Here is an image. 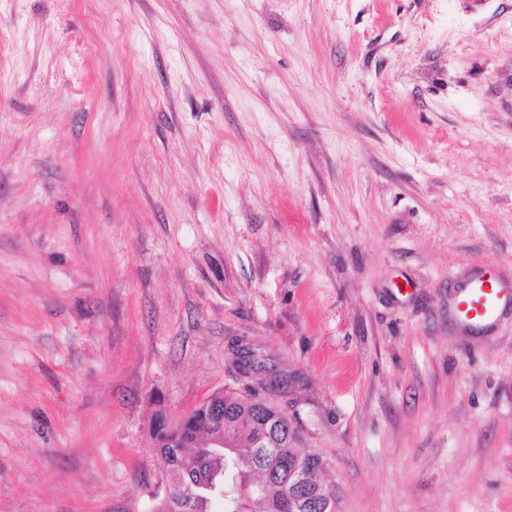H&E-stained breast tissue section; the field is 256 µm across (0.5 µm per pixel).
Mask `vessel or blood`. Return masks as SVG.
Instances as JSON below:
<instances>
[{
    "label": "vessel or blood",
    "mask_w": 512,
    "mask_h": 512,
    "mask_svg": "<svg viewBox=\"0 0 512 512\" xmlns=\"http://www.w3.org/2000/svg\"><path fill=\"white\" fill-rule=\"evenodd\" d=\"M512 312V279L475 271L463 285L456 302V316L467 328L486 330Z\"/></svg>",
    "instance_id": "b4317fda"
}]
</instances>
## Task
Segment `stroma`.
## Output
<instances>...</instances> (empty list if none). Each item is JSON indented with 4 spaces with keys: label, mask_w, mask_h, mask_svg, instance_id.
Returning <instances> with one entry per match:
<instances>
[{
    "label": "stroma",
    "mask_w": 512,
    "mask_h": 512,
    "mask_svg": "<svg viewBox=\"0 0 512 512\" xmlns=\"http://www.w3.org/2000/svg\"><path fill=\"white\" fill-rule=\"evenodd\" d=\"M512 0H0V512H151L244 393L335 512H512ZM456 302L458 320L471 330L493 327L512 311V279L476 270L461 287Z\"/></svg>",
    "instance_id": "35a3bbf8"
}]
</instances>
